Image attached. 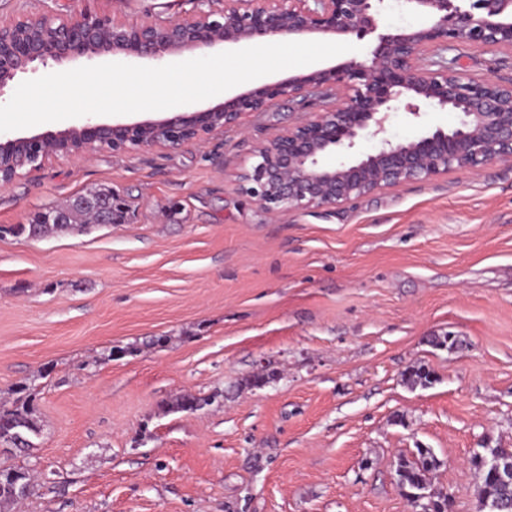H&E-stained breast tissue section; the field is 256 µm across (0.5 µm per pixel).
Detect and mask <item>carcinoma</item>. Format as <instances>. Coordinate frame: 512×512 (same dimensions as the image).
I'll list each match as a JSON object with an SVG mask.
<instances>
[{
  "mask_svg": "<svg viewBox=\"0 0 512 512\" xmlns=\"http://www.w3.org/2000/svg\"><path fill=\"white\" fill-rule=\"evenodd\" d=\"M54 214L53 208L39 212L31 223L12 227L9 233L40 239L62 231H87L88 225L85 223H55ZM403 380L412 387L427 386L433 383L434 375L429 369L418 366L406 371ZM13 394L12 400L0 402V445L5 444L32 458L36 449L34 439L41 432L37 410L29 387L19 385ZM210 404L211 399L207 397L188 394L177 398L172 408L194 412ZM507 455L506 448H485L473 453L470 458V465L480 477V512H512V479L503 481L491 467L493 459ZM441 465L433 450L423 446L416 447L411 457L398 460L397 482L412 512H450L454 507L451 496L433 487V474ZM32 488L30 469H0V503H18L30 494Z\"/></svg>",
  "mask_w": 512,
  "mask_h": 512,
  "instance_id": "1",
  "label": "carcinoma"
}]
</instances>
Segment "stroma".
Returning <instances> with one entry per match:
<instances>
[{"label": "stroma", "instance_id": "stroma-1", "mask_svg": "<svg viewBox=\"0 0 512 512\" xmlns=\"http://www.w3.org/2000/svg\"><path fill=\"white\" fill-rule=\"evenodd\" d=\"M87 6L135 23L194 4L0 0V17ZM445 56L512 79L510 54ZM299 118L283 100L242 136L62 158L0 188V400L30 384L42 428L32 492L0 512H411L395 464L419 444L454 512H477L473 451L512 448V165L273 216L234 174ZM457 120L400 108L386 131ZM101 186L126 223L10 234ZM449 332L456 348L431 344ZM411 365L433 384L407 386ZM181 394L212 403L166 411Z\"/></svg>", "mask_w": 512, "mask_h": 512}]
</instances>
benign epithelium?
<instances>
[{
  "mask_svg": "<svg viewBox=\"0 0 512 512\" xmlns=\"http://www.w3.org/2000/svg\"><path fill=\"white\" fill-rule=\"evenodd\" d=\"M204 2L206 10L141 23L88 10L0 20V89L50 60L123 56L160 63L185 51L257 40L361 39L375 33L377 41L363 59L245 88L206 109L134 122L88 120L55 133L0 140V187L55 159H86L101 149L123 156L201 146L214 134H241L244 115L285 99L305 117L255 143L253 162L236 174L239 190L271 214L336 207L405 183L512 163V81L468 75L436 59L459 44L512 54V0H406L424 21L380 34L384 0ZM423 103L457 113L458 122L410 140L385 136L391 110L399 106L418 118ZM366 134L378 139L374 151L331 161ZM83 206L90 224H123L127 218L123 202L101 194L84 198Z\"/></svg>",
  "mask_w": 512,
  "mask_h": 512,
  "instance_id": "benign-epithelium-1",
  "label": "benign epithelium"
}]
</instances>
